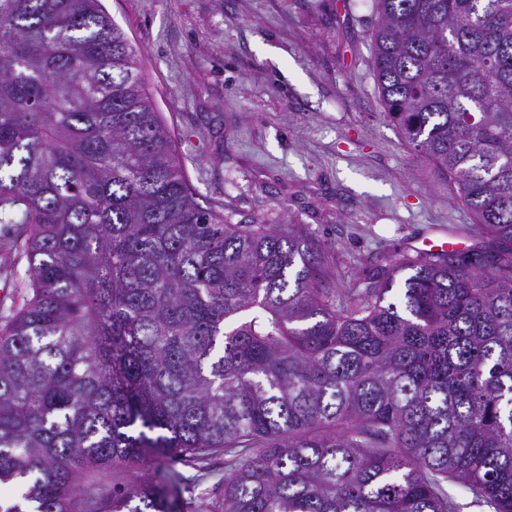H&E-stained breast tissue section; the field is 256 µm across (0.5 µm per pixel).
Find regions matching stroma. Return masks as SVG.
Wrapping results in <instances>:
<instances>
[{
	"mask_svg": "<svg viewBox=\"0 0 512 512\" xmlns=\"http://www.w3.org/2000/svg\"><path fill=\"white\" fill-rule=\"evenodd\" d=\"M200 207L303 224L330 248L336 300L435 230L481 245L447 175L405 142L372 67L373 0H103ZM0 224V315L26 267Z\"/></svg>",
	"mask_w": 512,
	"mask_h": 512,
	"instance_id": "obj_1",
	"label": "stroma"
}]
</instances>
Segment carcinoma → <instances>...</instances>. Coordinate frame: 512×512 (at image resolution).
Segmentation results:
<instances>
[{
  "mask_svg": "<svg viewBox=\"0 0 512 512\" xmlns=\"http://www.w3.org/2000/svg\"><path fill=\"white\" fill-rule=\"evenodd\" d=\"M374 7L385 112L491 245L338 305L304 225L198 205L101 0H0V512H512V0ZM221 453L186 506L173 465ZM11 247L12 230L9 224H0V315H6L21 305L23 297L19 276L27 261ZM2 288H7V291L2 292ZM224 454L214 455L209 461L207 466L210 470L218 473L217 478L207 479L195 487L193 496L198 494H206L209 497L220 496L222 485L218 484V478L224 475Z\"/></svg>",
  "mask_w": 512,
  "mask_h": 512,
  "instance_id": "cac0c4a2",
  "label": "carcinoma"
}]
</instances>
